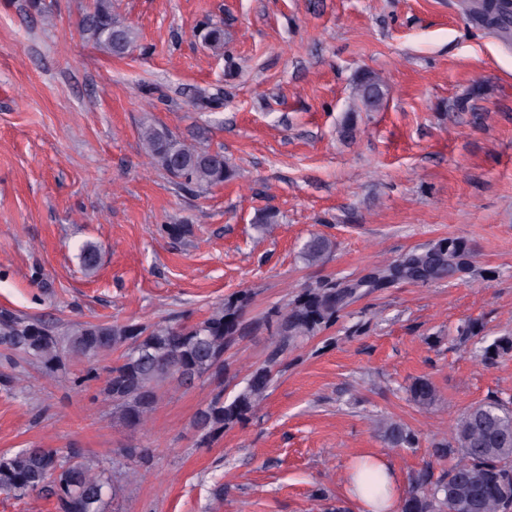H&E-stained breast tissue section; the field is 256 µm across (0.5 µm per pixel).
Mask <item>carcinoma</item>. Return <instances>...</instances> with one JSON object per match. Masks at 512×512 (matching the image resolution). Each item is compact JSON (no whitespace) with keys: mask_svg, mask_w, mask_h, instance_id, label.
I'll use <instances>...</instances> for the list:
<instances>
[{"mask_svg":"<svg viewBox=\"0 0 512 512\" xmlns=\"http://www.w3.org/2000/svg\"><path fill=\"white\" fill-rule=\"evenodd\" d=\"M469 12L498 30L512 26V0H472ZM83 29L102 50L117 57L136 41L134 29L113 17L105 0H99L86 17ZM202 38L213 50L224 49L219 24L206 26ZM141 138L155 165L181 186L208 188L234 175L223 152L188 145L165 127L145 126ZM331 250L329 239L316 236L304 244L301 254L307 263L319 265ZM464 254L462 243L444 238L430 250L410 255L408 263L389 266L381 277L413 279L423 261L438 275L449 271ZM79 257L85 273H95L96 245H83ZM363 287L365 282L359 281L355 288L346 284L306 288L275 311L276 340L266 363L253 370L230 397L224 395V380L230 374L224 352L248 328L243 321L251 302L247 290L231 295L196 323H86L65 339L42 320L0 315V355L11 366L14 357H29L47 377L65 372L74 358L87 359L74 385L103 381V401L132 428L147 421L160 387L167 383L191 386L206 377L218 384L219 391L197 412L194 426L199 433L197 445L208 448L224 435V429L248 420L266 402L273 369L288 348L332 326ZM118 350L121 354L109 360ZM510 352L512 336L497 337L476 349L486 362ZM407 391L423 407L437 399L436 387L426 377L415 379ZM380 432L392 448L410 449L417 442L416 433L398 422H381ZM153 454L149 447L119 448L107 467L86 461L77 448L65 454L53 448H20L0 454V494L41 495L55 500L58 512H102L104 497L117 491L115 458L147 465ZM431 456L448 462V470L437 475L428 466L413 474L401 512H512V400L494 398L466 409L456 420L452 436L432 443Z\"/></svg>","mask_w":512,"mask_h":512,"instance_id":"obj_1","label":"carcinoma"}]
</instances>
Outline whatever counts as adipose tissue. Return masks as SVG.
Here are the masks:
<instances>
[{
	"label": "adipose tissue",
	"instance_id": "1",
	"mask_svg": "<svg viewBox=\"0 0 512 512\" xmlns=\"http://www.w3.org/2000/svg\"><path fill=\"white\" fill-rule=\"evenodd\" d=\"M374 472L378 479L375 491H368L361 480L363 472ZM400 476L384 458L364 455L356 458L348 471L346 496L357 512H398L401 501Z\"/></svg>",
	"mask_w": 512,
	"mask_h": 512
}]
</instances>
